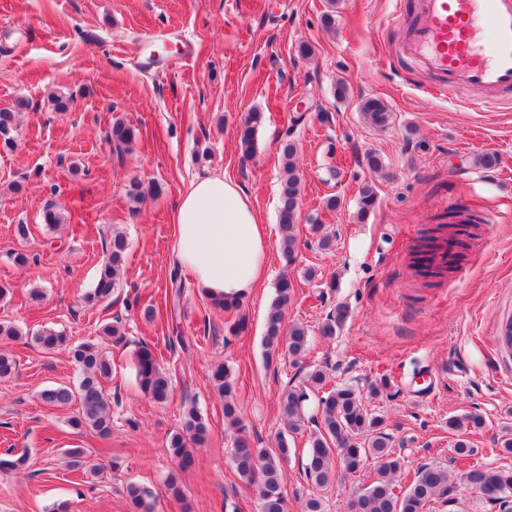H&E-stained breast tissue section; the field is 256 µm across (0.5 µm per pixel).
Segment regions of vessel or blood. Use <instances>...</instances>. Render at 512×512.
<instances>
[{
  "instance_id": "vessel-or-blood-1",
  "label": "vessel or blood",
  "mask_w": 512,
  "mask_h": 512,
  "mask_svg": "<svg viewBox=\"0 0 512 512\" xmlns=\"http://www.w3.org/2000/svg\"><path fill=\"white\" fill-rule=\"evenodd\" d=\"M402 53L434 75L430 93L455 85L512 96V0H419Z\"/></svg>"
}]
</instances>
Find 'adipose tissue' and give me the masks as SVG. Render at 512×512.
<instances>
[{"mask_svg":"<svg viewBox=\"0 0 512 512\" xmlns=\"http://www.w3.org/2000/svg\"><path fill=\"white\" fill-rule=\"evenodd\" d=\"M176 256L211 297H248L259 288L267 234L259 213L233 179L194 181L176 205Z\"/></svg>","mask_w":512,"mask_h":512,"instance_id":"ef3b65f1","label":"adipose tissue"}]
</instances>
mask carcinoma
<instances>
[{"mask_svg":"<svg viewBox=\"0 0 512 512\" xmlns=\"http://www.w3.org/2000/svg\"><path fill=\"white\" fill-rule=\"evenodd\" d=\"M360 111L375 127H385L391 118L387 104L379 98H368L361 102ZM262 115L252 112L245 119L240 131V145L244 154L253 150L254 133ZM13 114L0 111V141L8 146L13 142ZM136 136L135 128L122 119L113 122L108 139L116 149L127 146ZM283 171L279 207L281 247L288 261H293L296 249L295 228L298 219V199L301 179L295 164V145L284 144L282 149ZM377 200L375 187L366 184L361 188L359 210L365 214L371 211ZM457 224L445 221L427 229L419 239L410 257V266L415 276L432 285V279L439 273L423 265L422 255L432 247L437 234ZM128 245L126 235L119 228H112L109 241L105 242L106 260L101 266L95 285L84 296L85 303L95 306L112 299L124 273ZM293 291L292 281L286 277L276 283L274 298L267 316L263 345L267 360L279 356L284 350L291 356L301 357L309 343V330L302 325L283 329L282 307L288 303ZM349 317L346 307L339 305L329 312L318 328L319 335L331 339L343 329ZM109 338L117 342L123 339L119 324L106 323L99 329L98 338L78 343L69 353L78 372L77 382L71 386H56L44 390L41 399L53 406L66 407L78 403L77 415L71 419L76 428H86L101 438L112 432V415L105 383L112 380V362L102 349L100 340ZM32 341L46 352H52L67 342L59 331L44 330L32 337ZM136 379L141 391L156 402L168 399L172 380L163 366L157 351L141 342L135 352ZM325 373L315 369L307 374L299 386L286 389L281 398L284 424L291 434L305 428V406L310 393L325 382ZM211 384L224 398V419L231 427L241 423L240 407L234 399L235 388L224 363L213 366ZM321 409L320 430L311 437L307 448L305 474L318 489L340 483L355 474L370 458L379 463L377 477L368 486L356 493L352 512H429L428 505L438 501L449 504V494L454 488L452 474L437 465L418 468L413 481L405 488L396 489L393 476L400 470L399 458L389 447V437L382 431V418L371 412L361 393L350 386L333 389L319 399ZM208 427L197 408L191 403L183 408L181 427L169 439V453L182 469L192 464L190 449L206 442ZM288 455V443L279 439L277 450L254 447L246 436L236 439L233 463L241 479L256 486L261 501V512H286V499L282 490L280 462ZM469 489L486 497L487 502L503 508L512 501V468L471 467L459 477ZM126 495L135 512H152L153 493L149 488L129 483Z\"/></svg>","mask_w":512,"mask_h":512,"instance_id":"carcinoma-1","label":"carcinoma"}]
</instances>
